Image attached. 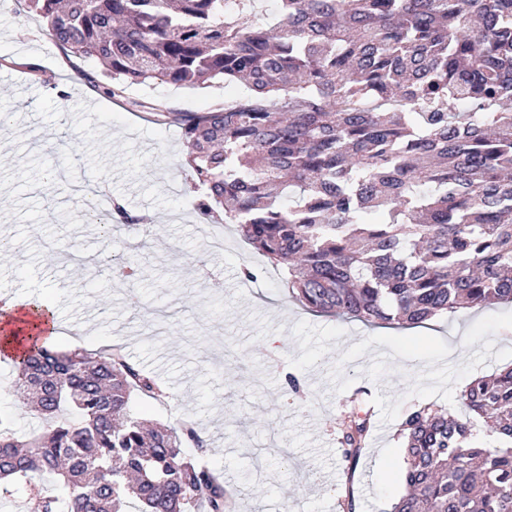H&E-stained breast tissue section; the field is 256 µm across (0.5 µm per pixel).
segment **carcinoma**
I'll use <instances>...</instances> for the list:
<instances>
[{
	"instance_id": "1",
	"label": "carcinoma",
	"mask_w": 512,
	"mask_h": 512,
	"mask_svg": "<svg viewBox=\"0 0 512 512\" xmlns=\"http://www.w3.org/2000/svg\"><path fill=\"white\" fill-rule=\"evenodd\" d=\"M45 34L99 61L115 97L155 80H243L251 94L187 112L186 165L241 238L288 271L308 310L395 328L512 304V0H27ZM116 203L92 275L131 284L112 254ZM15 392L39 428L0 417V491L38 487L40 512H232L224 481L191 458L194 423L134 413L159 382L114 345L89 357L32 345ZM464 416L421 406L400 435L408 466L394 512H512V368L464 387ZM500 445L476 441V423ZM368 415L340 444L356 463Z\"/></svg>"
}]
</instances>
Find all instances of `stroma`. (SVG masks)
Returning a JSON list of instances; mask_svg holds the SVG:
<instances>
[{
	"label": "stroma",
	"mask_w": 512,
	"mask_h": 512,
	"mask_svg": "<svg viewBox=\"0 0 512 512\" xmlns=\"http://www.w3.org/2000/svg\"><path fill=\"white\" fill-rule=\"evenodd\" d=\"M99 73L50 42L19 0L0 8V111L12 114L0 125V237L10 242L0 292L49 303L57 349L93 355L124 343L164 390L134 410L170 427L197 423L208 446L199 459L233 492L235 512H392L404 492V415L456 408L471 380L512 368V305L398 329L313 314L272 273L244 282L242 268L264 266L263 257L224 223L222 256L209 252L181 129L152 106L194 112L247 88L155 81L110 98L87 81ZM87 174L129 212L151 214L120 233L141 245L145 279L135 288L91 277L59 249L95 257L103 248L76 202ZM289 372L299 395L285 392ZM14 376L0 355V414L22 439L38 421ZM358 409L373 428L349 476L337 438Z\"/></svg>",
	"instance_id": "obj_1"
}]
</instances>
